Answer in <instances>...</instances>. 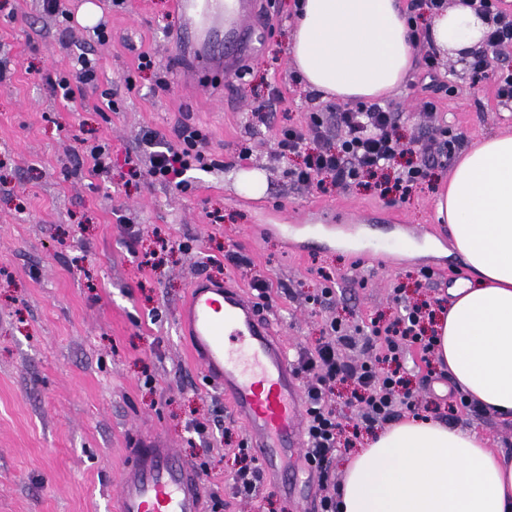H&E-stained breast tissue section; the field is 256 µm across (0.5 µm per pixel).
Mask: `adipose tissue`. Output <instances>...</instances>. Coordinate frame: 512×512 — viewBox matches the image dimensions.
Instances as JSON below:
<instances>
[{
  "mask_svg": "<svg viewBox=\"0 0 512 512\" xmlns=\"http://www.w3.org/2000/svg\"><path fill=\"white\" fill-rule=\"evenodd\" d=\"M290 58L321 99L384 102L411 76L403 0H298ZM427 44L468 58L489 21L463 0L429 18ZM456 251L477 272L434 324L436 356L457 386L512 420V133L456 159L436 201ZM339 512H512V448L476 430L409 418L371 436L347 463Z\"/></svg>",
  "mask_w": 512,
  "mask_h": 512,
  "instance_id": "1",
  "label": "adipose tissue"
}]
</instances>
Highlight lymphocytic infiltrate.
I'll return each instance as SVG.
<instances>
[{"mask_svg": "<svg viewBox=\"0 0 512 512\" xmlns=\"http://www.w3.org/2000/svg\"><path fill=\"white\" fill-rule=\"evenodd\" d=\"M398 115L388 105L372 103L356 108L311 116L307 125L288 124L277 133V152L299 157L290 170L294 184L310 186L318 177L329 178L333 185L346 188L375 181L381 195L395 192L409 195L425 181L439 164L440 154L424 156L418 163H407L398 170L393 181L379 180V172L387 170L406 148L398 132ZM140 144L145 154L144 167L130 166L131 180L150 177L182 190L187 186L188 170L202 163L205 155L200 136L184 131L180 144L168 143L155 129L142 130ZM434 314L430 303L406 304L401 315L383 324L372 321L363 341H356L339 321L326 324L313 348L302 350L297 357V372L305 388L307 470L315 475L326 490L318 501V512H337L336 495L329 492L330 464L340 450L356 444L361 427L373 428L394 421L402 410L418 407L405 367L410 348H417L421 362H428L435 348L434 336L424 325ZM362 345L372 352L371 360L359 363L343 359V346ZM350 387L348 404L355 425L342 423L330 403L337 385Z\"/></svg>", "mask_w": 512, "mask_h": 512, "instance_id": "f902f5d3", "label": "lymphocytic infiltrate"}]
</instances>
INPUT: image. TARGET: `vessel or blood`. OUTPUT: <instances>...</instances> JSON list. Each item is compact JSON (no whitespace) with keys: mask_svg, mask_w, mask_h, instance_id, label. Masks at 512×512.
I'll return each instance as SVG.
<instances>
[{"mask_svg":"<svg viewBox=\"0 0 512 512\" xmlns=\"http://www.w3.org/2000/svg\"><path fill=\"white\" fill-rule=\"evenodd\" d=\"M183 19L173 40L181 60L178 82L199 96L201 78L239 70L253 57L254 32L264 21L259 0H172ZM178 316L191 351L245 429L264 471L303 446L304 396L283 337L240 287L198 278ZM118 512H204L201 476L173 449L140 441L119 479Z\"/></svg>","mask_w":512,"mask_h":512,"instance_id":"1","label":"vessel or blood"}]
</instances>
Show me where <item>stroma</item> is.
Instances as JSON below:
<instances>
[{
	"label": "stroma",
	"instance_id": "obj_1",
	"mask_svg": "<svg viewBox=\"0 0 512 512\" xmlns=\"http://www.w3.org/2000/svg\"><path fill=\"white\" fill-rule=\"evenodd\" d=\"M8 2L0 12V512H108L132 445L152 437L206 465L205 512H300L275 477L258 482L252 496L235 495L244 430L191 358L177 309L196 273L244 288L264 276L273 285L269 311L293 354L313 346L331 320L363 329L393 320L397 287L408 302L447 306L445 271L473 276L436 218L448 168H435L403 199L365 185L293 184L292 161L276 155L278 128L337 106L295 75L286 48L294 0H270L264 50L245 77L224 78L220 100L189 99L178 87L170 34L180 20L171 0L120 7L94 0L105 43L77 19L85 0H63L68 23L42 13L37 0ZM426 49L416 43L415 71L390 99L413 158L439 136L422 109L427 100L464 146L512 132V104L500 102L495 87L512 68V51L489 56L487 79L473 87L450 56L426 74ZM83 50L97 62L96 85L63 99L58 81ZM143 53L153 57V72L138 71ZM160 78L166 87L157 86ZM274 89L280 98L259 119L252 108ZM111 100L116 109H108ZM146 128L173 144L186 129L204 137L208 167L190 171L187 190L128 182L126 161L140 158ZM84 139L109 146L111 172L93 173ZM250 169L267 177L261 197L233 187L235 174ZM327 211L339 228L324 230L320 243L279 230L292 217L321 223ZM373 224L395 239L404 226H430L432 247L407 245L392 265L372 263L356 245ZM158 232L170 246L142 265ZM228 252L249 265H226ZM424 267L437 271L431 283L417 281ZM324 271L334 293L315 305L309 298ZM194 420L209 423L206 438L193 432Z\"/></svg>",
	"mask_w": 512,
	"mask_h": 512
}]
</instances>
